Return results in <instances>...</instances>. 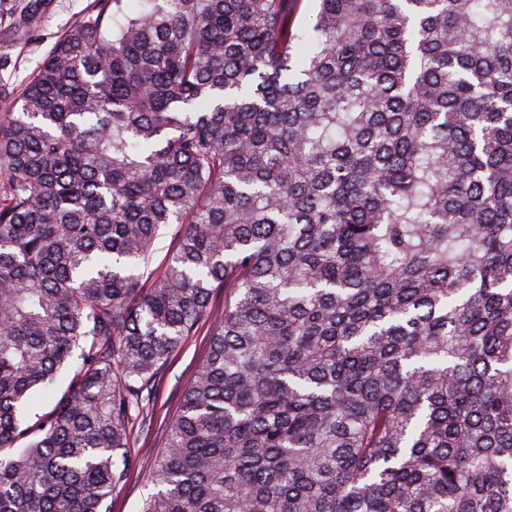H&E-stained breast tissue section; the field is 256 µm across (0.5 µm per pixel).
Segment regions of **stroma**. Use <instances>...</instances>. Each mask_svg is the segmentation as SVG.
Segmentation results:
<instances>
[{
  "mask_svg": "<svg viewBox=\"0 0 512 512\" xmlns=\"http://www.w3.org/2000/svg\"><path fill=\"white\" fill-rule=\"evenodd\" d=\"M90 0H50L45 14L29 28H0V107L18 102L26 82L47 52L65 31L82 21ZM212 313L202 318L193 332L160 367L151 385L146 425H133L126 455L129 470L108 500L109 512H140L145 498L155 490L151 482L155 458L163 448L169 422L177 414L184 389L204 359L214 329V315L224 309V291L212 292Z\"/></svg>",
  "mask_w": 512,
  "mask_h": 512,
  "instance_id": "stroma-1",
  "label": "stroma"
}]
</instances>
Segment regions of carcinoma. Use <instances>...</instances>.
Returning <instances> with one entry per match:
<instances>
[{
    "mask_svg": "<svg viewBox=\"0 0 512 512\" xmlns=\"http://www.w3.org/2000/svg\"><path fill=\"white\" fill-rule=\"evenodd\" d=\"M301 3L93 0L0 116V512H107L214 288L142 512H512V0ZM163 235L159 238L155 245V251L150 263V270L163 266L169 256L178 244L177 226L173 225L163 231ZM79 362L80 361L75 357L73 367L58 377L53 389L38 395L32 411V421L36 420L34 414H36V416L45 415L54 409L56 402L67 392L74 375V370L78 367Z\"/></svg>",
    "mask_w": 512,
    "mask_h": 512,
    "instance_id": "carcinoma-1",
    "label": "carcinoma"
}]
</instances>
